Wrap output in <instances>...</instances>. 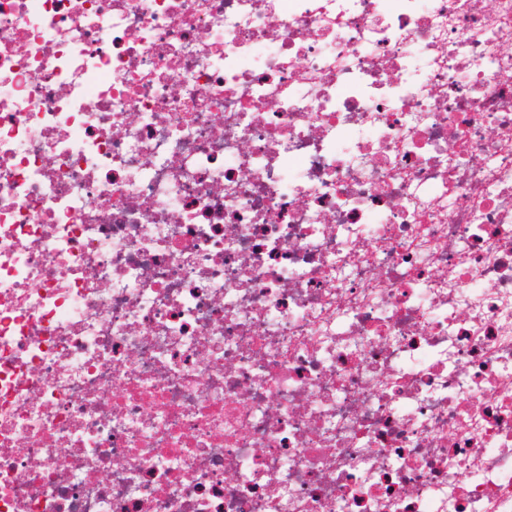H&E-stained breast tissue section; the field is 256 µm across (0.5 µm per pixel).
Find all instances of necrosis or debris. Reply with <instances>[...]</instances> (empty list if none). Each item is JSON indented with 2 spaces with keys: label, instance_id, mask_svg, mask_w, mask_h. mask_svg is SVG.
Returning a JSON list of instances; mask_svg holds the SVG:
<instances>
[{
  "label": "necrosis or debris",
  "instance_id": "necrosis-or-debris-1",
  "mask_svg": "<svg viewBox=\"0 0 512 512\" xmlns=\"http://www.w3.org/2000/svg\"><path fill=\"white\" fill-rule=\"evenodd\" d=\"M0 512H512V0H0Z\"/></svg>",
  "mask_w": 512,
  "mask_h": 512
}]
</instances>
